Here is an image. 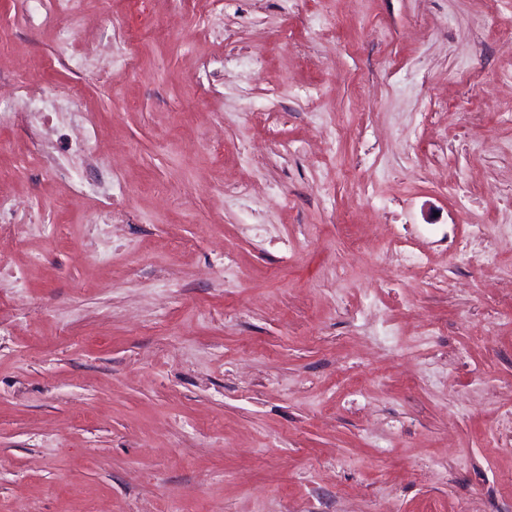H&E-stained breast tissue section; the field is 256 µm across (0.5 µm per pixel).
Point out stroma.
<instances>
[{
	"mask_svg": "<svg viewBox=\"0 0 512 512\" xmlns=\"http://www.w3.org/2000/svg\"><path fill=\"white\" fill-rule=\"evenodd\" d=\"M82 10L0 0V512H512V0Z\"/></svg>",
	"mask_w": 512,
	"mask_h": 512,
	"instance_id": "stroma-1",
	"label": "stroma"
}]
</instances>
